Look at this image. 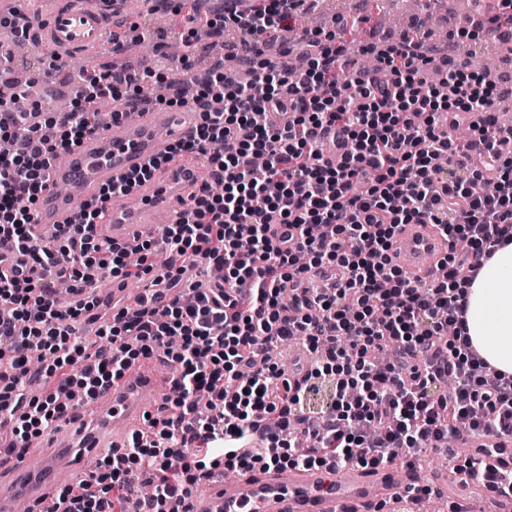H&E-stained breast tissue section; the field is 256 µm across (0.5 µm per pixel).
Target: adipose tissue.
<instances>
[{
    "instance_id": "adipose-tissue-1",
    "label": "adipose tissue",
    "mask_w": 512,
    "mask_h": 512,
    "mask_svg": "<svg viewBox=\"0 0 512 512\" xmlns=\"http://www.w3.org/2000/svg\"><path fill=\"white\" fill-rule=\"evenodd\" d=\"M464 294L473 348L491 367L512 376V243L495 249Z\"/></svg>"
}]
</instances>
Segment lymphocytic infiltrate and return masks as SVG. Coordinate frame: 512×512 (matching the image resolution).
<instances>
[{"instance_id":"obj_1","label":"lymphocytic infiltrate","mask_w":512,"mask_h":512,"mask_svg":"<svg viewBox=\"0 0 512 512\" xmlns=\"http://www.w3.org/2000/svg\"><path fill=\"white\" fill-rule=\"evenodd\" d=\"M308 0H224V24L240 35L235 59L254 87L224 81L216 62L174 96L201 122L172 154L204 155L222 193L201 186L191 220L160 239L129 248L100 239L102 188L74 224L36 238L31 206L59 152L97 129L90 105L122 97L142 111L140 72L88 75L77 109L54 112L53 140L26 113L0 103V239L10 241L30 276L0 270V424L6 453L46 435L71 404L94 401L133 363L166 357L172 393L125 447L102 454L82 494L58 490L67 512H125L131 483L154 484L142 512H168L214 470L246 472L353 464L417 468L444 449L456 427L489 435L512 428V376L491 368L466 334L462 285L494 246L512 242V132L492 111L504 91L498 75L429 55L424 39L401 35L365 46L361 68L339 32L304 30L306 62L296 71L266 57L273 32L296 24ZM472 116L466 146L451 137ZM336 132V159L320 136ZM485 159L472 168L473 155ZM494 190L476 195L472 182ZM288 234L277 237L273 227ZM426 224L448 246V275L411 281L391 250L402 228ZM222 267L221 289L184 283L187 265ZM340 268L331 291L296 293L295 281ZM153 275L150 295L99 320L96 283ZM97 324L105 345L88 350L73 326ZM299 342L310 354L304 384L291 388L268 352ZM455 472L512 492V471L489 456L465 455Z\"/></svg>"}]
</instances>
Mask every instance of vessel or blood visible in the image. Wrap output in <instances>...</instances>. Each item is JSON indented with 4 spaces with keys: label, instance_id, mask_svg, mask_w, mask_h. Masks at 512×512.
Segmentation results:
<instances>
[{
    "label": "vessel or blood",
    "instance_id": "obj_1",
    "mask_svg": "<svg viewBox=\"0 0 512 512\" xmlns=\"http://www.w3.org/2000/svg\"><path fill=\"white\" fill-rule=\"evenodd\" d=\"M110 5L87 6L86 0H71L49 14L30 16L28 34L37 49L75 55L95 52L106 46L111 30ZM193 129L184 111L158 110L140 113L136 123L123 120L99 129L80 147L69 153L65 164L49 171L47 188L35 205L33 228L49 237L56 225L74 223L79 208L96 196L102 186L127 184L135 171L149 161L163 158L149 181L133 186L128 197H113L105 206L97 230L101 237L119 244L133 245L153 234L156 225L174 224L185 218L192 197L199 190L194 169L183 156L166 158L173 143L187 139ZM441 247L439 239L420 224L407 225L392 249L393 259L403 269L418 273L426 257ZM155 385L146 363L132 366L113 383L106 394L107 411L98 406L78 409L77 426L68 427V444L58 453L65 465L79 469L95 449L120 445V428L149 411L145 395ZM496 448L493 462L512 468V433L501 432L470 439L468 446ZM42 466L34 451L21 456L0 458V475L8 474L23 485L32 512H63L56 500L53 484L38 480ZM428 485L462 506L472 499L488 496L483 485L471 484L467 495H460L442 477L406 468H369L360 465L330 471L293 469L270 472L262 479L244 478L233 482L208 480L202 489L181 502V512H375L388 491L411 485Z\"/></svg>",
    "mask_w": 512,
    "mask_h": 512
}]
</instances>
